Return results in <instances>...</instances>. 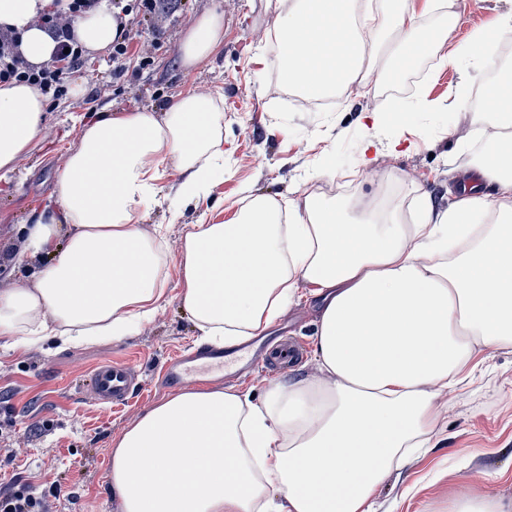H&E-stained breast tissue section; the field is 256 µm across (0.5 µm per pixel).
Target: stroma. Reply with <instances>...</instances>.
<instances>
[{
	"instance_id": "1",
	"label": "stroma",
	"mask_w": 512,
	"mask_h": 512,
	"mask_svg": "<svg viewBox=\"0 0 512 512\" xmlns=\"http://www.w3.org/2000/svg\"><path fill=\"white\" fill-rule=\"evenodd\" d=\"M161 27L131 31L123 70L110 55H92L65 81L66 92L46 107L45 129L0 181V252L24 248L21 226L32 210L51 204L57 179L81 140L90 112L150 110L164 114L186 92L210 95L223 114L224 177L209 195L185 200V174L163 165L150 205L140 211L146 232L161 230L167 254V291L153 320L135 333L54 350L31 345L16 350L0 338V396L13 416L0 413V449L13 464L0 468V490L11 484L46 493L49 512H117L109 484L114 439L142 413L171 398L159 374L172 354L201 345L202 333L183 307L178 272L188 225L221 224L241 208L244 193L278 203L314 194L343 200L349 214L366 206L417 217L420 194L444 209L452 190L470 181L472 167L495 146L494 121L476 97L495 64L512 66V37L493 40L490 60L462 72L449 62L455 48L500 14L512 0H446L443 10L421 17L424 27L451 33L421 61L420 71L386 83L363 98L346 89L308 102L274 75L276 12L268 0H168ZM224 8V47L202 68L185 70L179 46L187 30L215 5ZM402 111V125H369L372 112ZM311 302L292 305L263 337L290 336L302 346L297 363L316 372ZM132 364L140 384L116 409L96 404L86 389L100 362ZM204 378L223 377L225 391L262 400L284 372L243 379L207 367ZM471 388L440 407L432 447L381 485L377 512H448L457 494L512 497V347L481 354ZM60 483V498L49 497Z\"/></svg>"
}]
</instances>
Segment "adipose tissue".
<instances>
[{
	"mask_svg": "<svg viewBox=\"0 0 512 512\" xmlns=\"http://www.w3.org/2000/svg\"><path fill=\"white\" fill-rule=\"evenodd\" d=\"M70 0H0V24L22 33L34 65L55 43L38 23ZM277 76L315 100L355 86L367 96L390 71L414 68L438 32L413 0H293L278 13ZM117 34L112 0L75 25L84 49ZM224 45L213 10L179 47L183 67ZM48 97L0 83V179L45 125ZM222 116L191 92L164 116L116 112L82 124L52 206L25 225L31 256H49L33 286L0 292V338L81 344L151 320L167 284L159 238L134 219L161 167L187 172L186 199L224 176ZM490 194L446 212L421 195L416 223L307 195L279 205L250 198L224 224H193L180 254L181 302L207 340L231 348L270 327L299 298L320 304L318 377L277 383L265 401L188 390L145 411L114 441L110 485L118 512H375L382 482L428 444L443 396L479 353L512 346V137L476 167ZM66 246H59L60 235Z\"/></svg>",
	"mask_w": 512,
	"mask_h": 512,
	"instance_id": "obj_1",
	"label": "adipose tissue"
}]
</instances>
